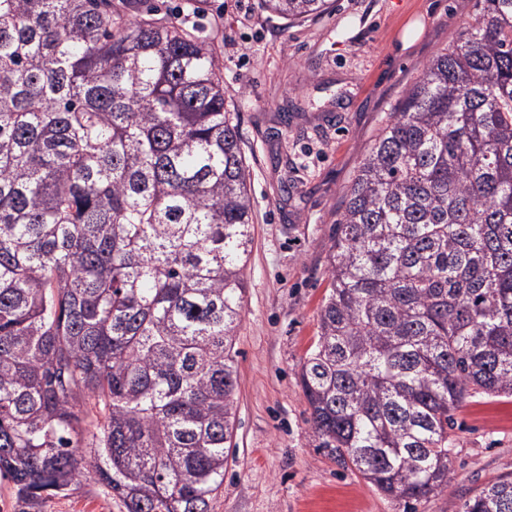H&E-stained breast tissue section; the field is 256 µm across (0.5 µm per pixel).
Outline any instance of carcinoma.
<instances>
[{
    "mask_svg": "<svg viewBox=\"0 0 512 512\" xmlns=\"http://www.w3.org/2000/svg\"><path fill=\"white\" fill-rule=\"evenodd\" d=\"M289 20L327 0H264ZM250 170L212 49L111 0H0V477L211 512L236 413ZM301 385L381 495L448 488L449 430L512 397V0L404 92L345 194ZM457 512H512V474Z\"/></svg>",
    "mask_w": 512,
    "mask_h": 512,
    "instance_id": "1",
    "label": "carcinoma"
}]
</instances>
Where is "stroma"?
Returning <instances> with one entry per match:
<instances>
[{
    "label": "stroma",
    "instance_id": "35a3bbf8",
    "mask_svg": "<svg viewBox=\"0 0 512 512\" xmlns=\"http://www.w3.org/2000/svg\"><path fill=\"white\" fill-rule=\"evenodd\" d=\"M210 46L251 180L253 244L236 336V432L211 512H456L459 498L512 472V397L456 411L448 489L385 498L317 447L300 367L316 342L327 256L347 188L404 91L455 37L473 0H330L288 20L263 0H112ZM42 512H125L105 487L51 496Z\"/></svg>",
    "mask_w": 512,
    "mask_h": 512
}]
</instances>
